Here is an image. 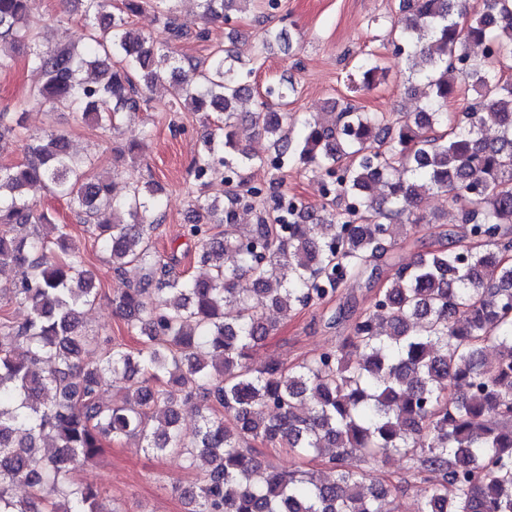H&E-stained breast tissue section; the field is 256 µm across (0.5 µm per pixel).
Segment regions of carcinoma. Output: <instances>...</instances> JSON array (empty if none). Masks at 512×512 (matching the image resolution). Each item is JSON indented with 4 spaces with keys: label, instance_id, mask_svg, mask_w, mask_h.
I'll return each instance as SVG.
<instances>
[{
    "label": "carcinoma",
    "instance_id": "cac0c4a2",
    "mask_svg": "<svg viewBox=\"0 0 512 512\" xmlns=\"http://www.w3.org/2000/svg\"><path fill=\"white\" fill-rule=\"evenodd\" d=\"M80 2L82 49L44 50L28 0H0V72L23 46L43 77L28 100L0 109V141L23 128L29 100L77 107L116 137L170 76V110L203 112L188 170L197 222L185 232L208 274L174 273L143 233L158 222L157 182L115 194L112 178L92 174L93 158L70 152L65 134L46 132L25 161L0 166V269L17 272L0 283V307L28 309L22 323L0 318V512H114L72 474L105 444L131 438L200 468L181 493L189 512H385L398 483L374 464L393 454L419 488L418 512H512V0H482L474 13L465 0H399L387 43L410 64L417 110L366 112L336 101L305 119L294 145L288 113L268 104L295 94L287 78L265 89L251 115L275 150L266 157L234 132V103L251 87L231 50L178 59L132 27L130 18L150 9L172 40H183L175 0H121L116 13L108 0ZM252 2L199 0V8L227 21ZM465 87L472 101L450 125L448 103ZM489 118L494 139L483 133ZM291 156L335 177L328 193L344 212L323 216L273 195L271 211L243 228L238 212L254 208L261 190L225 202L204 194L219 174L242 184L245 171L279 170ZM38 184L67 199L117 273L140 268L138 284L113 298L136 346L83 329L80 309L98 289L70 225L24 198ZM438 192L470 225L465 239L389 273L374 309L336 348L250 368V352L277 329L267 309L286 320L330 300L405 241L407 224L426 222L418 205ZM27 224L45 232L14 234ZM243 277L247 292L237 288ZM489 348L496 358L487 363ZM107 374L129 382L109 403L101 397ZM188 406L199 421L191 437L179 426ZM47 440L54 451L37 455ZM253 444L319 460L320 471L279 472ZM19 485L28 488L21 499Z\"/></svg>",
    "mask_w": 512,
    "mask_h": 512
}]
</instances>
